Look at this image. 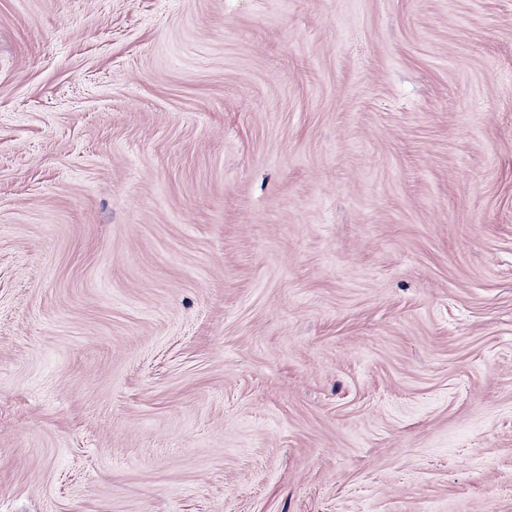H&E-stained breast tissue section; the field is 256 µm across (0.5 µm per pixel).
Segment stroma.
<instances>
[{
	"label": "stroma",
	"instance_id": "stroma-1",
	"mask_svg": "<svg viewBox=\"0 0 512 512\" xmlns=\"http://www.w3.org/2000/svg\"><path fill=\"white\" fill-rule=\"evenodd\" d=\"M0 512H512V0H0Z\"/></svg>",
	"mask_w": 512,
	"mask_h": 512
}]
</instances>
